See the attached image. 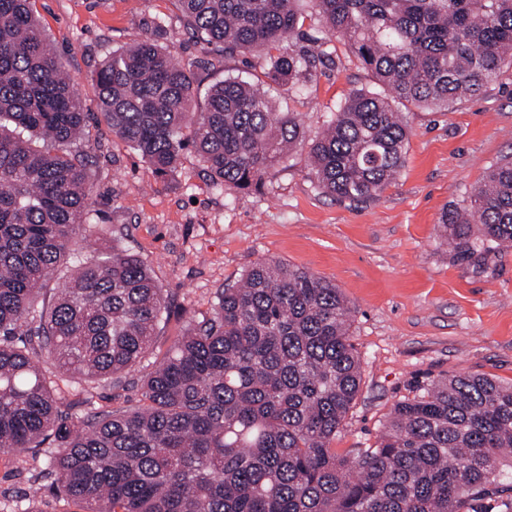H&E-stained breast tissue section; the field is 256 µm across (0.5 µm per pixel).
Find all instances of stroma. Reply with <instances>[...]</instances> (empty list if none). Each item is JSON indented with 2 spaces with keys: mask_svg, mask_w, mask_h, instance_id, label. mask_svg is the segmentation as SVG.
Returning <instances> with one entry per match:
<instances>
[{
  "mask_svg": "<svg viewBox=\"0 0 512 512\" xmlns=\"http://www.w3.org/2000/svg\"><path fill=\"white\" fill-rule=\"evenodd\" d=\"M31 9L88 114L76 150L91 170L92 221L70 248L88 254L107 242L138 256L166 305L153 348L125 383L85 392L60 382L74 416L142 404V377L189 321L211 317L217 291L263 259L336 285L351 305L363 381L333 443L339 454L374 446L394 405L429 381L480 374L512 384V247L463 261L441 225L446 211L512 157L511 66L475 98L404 107L408 142L397 180L367 201L341 200L319 187L309 142L352 91L379 84L343 39L326 37L310 0H302V45L329 59L293 91L273 88L269 96L277 111L295 114L304 140L258 185L220 191L193 151H184L177 170L159 173L114 135L99 114L93 73L112 51L147 38L178 62L209 61L200 73L207 86L240 71V60H225L221 48L194 37L172 0H31ZM57 451L41 448L26 469L0 456V512H23L32 494L40 512H81L45 474Z\"/></svg>",
  "mask_w": 512,
  "mask_h": 512,
  "instance_id": "1",
  "label": "stroma"
}]
</instances>
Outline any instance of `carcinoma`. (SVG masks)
<instances>
[{
	"mask_svg": "<svg viewBox=\"0 0 512 512\" xmlns=\"http://www.w3.org/2000/svg\"><path fill=\"white\" fill-rule=\"evenodd\" d=\"M295 2L174 0L196 37L226 59L258 58L267 84L288 91L326 57L280 51L304 37ZM310 2L383 88L353 91L310 144L319 186L339 199H371L399 175L398 105L475 97L512 64V0ZM198 67L151 38L116 50L95 73L100 115L157 172L176 170L190 147L214 186L248 189L301 142V127L238 76L210 86L195 110ZM86 119L30 0H0L1 455L25 468L33 449L57 442L51 474L82 512H491L490 501L512 512V384L432 381L396 404L373 447L337 453L362 381L351 309L335 285L272 259L174 342L142 380L146 404L72 416L51 377L121 384L165 310L139 257L70 253L90 221L89 171L67 150ZM442 224L463 260L512 243V160ZM61 267L66 286L39 305Z\"/></svg>",
	"mask_w": 512,
	"mask_h": 512,
	"instance_id": "carcinoma-1",
	"label": "carcinoma"
}]
</instances>
